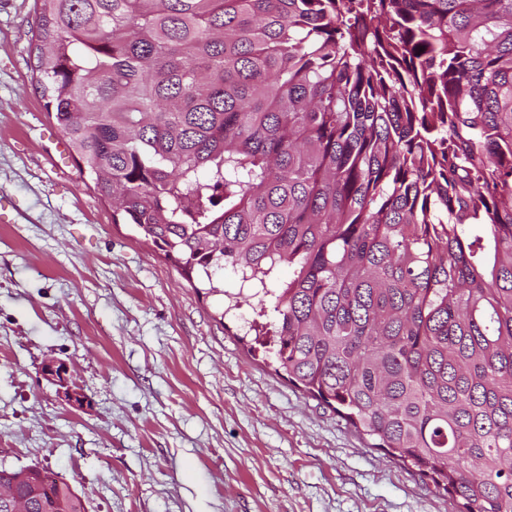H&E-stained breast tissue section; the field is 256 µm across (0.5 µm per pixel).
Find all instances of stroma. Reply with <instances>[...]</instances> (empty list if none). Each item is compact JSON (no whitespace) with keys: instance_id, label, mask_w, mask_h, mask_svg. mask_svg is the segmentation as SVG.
<instances>
[{"instance_id":"obj_1","label":"stroma","mask_w":512,"mask_h":512,"mask_svg":"<svg viewBox=\"0 0 512 512\" xmlns=\"http://www.w3.org/2000/svg\"><path fill=\"white\" fill-rule=\"evenodd\" d=\"M35 0H0V467L52 468L87 512H458L278 373L223 294L112 221L32 80ZM67 364L78 409L42 375Z\"/></svg>"}]
</instances>
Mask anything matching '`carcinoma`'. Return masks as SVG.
<instances>
[{
    "label": "carcinoma",
    "instance_id": "1",
    "mask_svg": "<svg viewBox=\"0 0 512 512\" xmlns=\"http://www.w3.org/2000/svg\"><path fill=\"white\" fill-rule=\"evenodd\" d=\"M36 2V90L113 222L211 293L231 268L288 381L512 512V0Z\"/></svg>",
    "mask_w": 512,
    "mask_h": 512
}]
</instances>
